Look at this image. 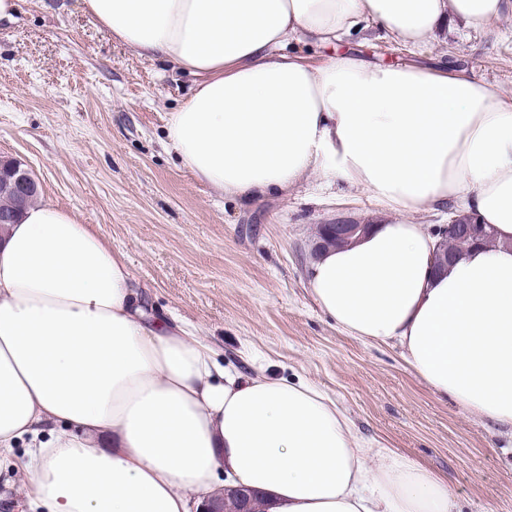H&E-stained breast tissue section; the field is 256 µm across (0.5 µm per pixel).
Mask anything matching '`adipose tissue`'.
Here are the masks:
<instances>
[{
  "label": "adipose tissue",
  "mask_w": 512,
  "mask_h": 512,
  "mask_svg": "<svg viewBox=\"0 0 512 512\" xmlns=\"http://www.w3.org/2000/svg\"><path fill=\"white\" fill-rule=\"evenodd\" d=\"M113 38L196 79L166 134L227 196L310 176L395 214L319 252L316 302L399 347L433 391L512 427V92L454 67L314 63L293 45L378 30L411 51L512 0H84ZM460 202L491 246L434 267L412 215ZM134 276L79 216L28 207L0 231V454L20 443L33 512H191L219 482L265 512H451L447 484L357 439L319 389L225 371L193 329L147 321Z\"/></svg>",
  "instance_id": "obj_1"
}]
</instances>
